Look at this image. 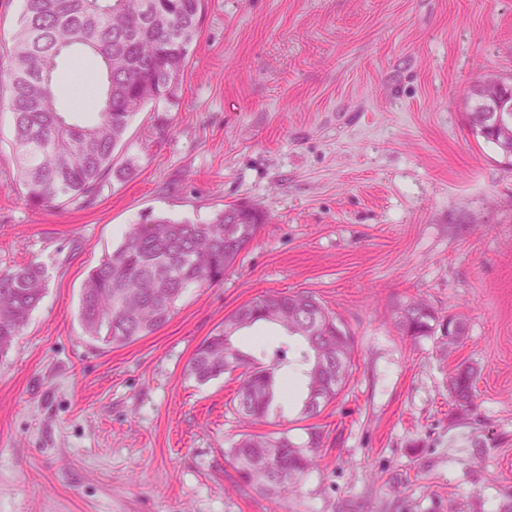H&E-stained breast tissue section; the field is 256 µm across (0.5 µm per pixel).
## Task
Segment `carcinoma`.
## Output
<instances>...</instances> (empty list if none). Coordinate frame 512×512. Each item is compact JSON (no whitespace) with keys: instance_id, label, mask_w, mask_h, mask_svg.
<instances>
[{"instance_id":"cac0c4a2","label":"carcinoma","mask_w":512,"mask_h":512,"mask_svg":"<svg viewBox=\"0 0 512 512\" xmlns=\"http://www.w3.org/2000/svg\"><path fill=\"white\" fill-rule=\"evenodd\" d=\"M206 0H23L11 46L0 54V74L8 77L7 106L14 126L15 182L33 208L74 201L92 204L116 172L119 151L135 114L148 105L174 104L201 35ZM79 46L102 70L97 112L83 123L63 112L56 99L59 59ZM483 113H465L474 138L500 148L512 129L481 135ZM267 215L244 203L229 204L206 222L174 221L148 212L121 243L87 275L79 317L85 332L121 347L164 327L185 290L224 281L239 255L254 241ZM46 289L41 266L33 263L0 272V353L7 352L26 327ZM258 322L279 326L301 341L298 357L272 354L261 366L234 340ZM308 292H265L224 317V327L206 337L186 367V375L206 384L222 375L237 382L233 413L245 425L264 421L277 409L275 371L289 363L305 380L301 419L319 415L348 385L353 338L348 329ZM395 325L412 339L441 335L452 353L464 343L466 322L441 315L424 300H411L395 312ZM477 370L460 363L448 374L453 408L476 405ZM298 442L284 430L244 432L227 449L236 485L271 494L293 492L316 466L323 446L320 426L305 427Z\"/></svg>"}]
</instances>
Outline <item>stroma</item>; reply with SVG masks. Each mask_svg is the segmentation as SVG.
Instances as JSON below:
<instances>
[{"label": "stroma", "instance_id": "obj_1", "mask_svg": "<svg viewBox=\"0 0 512 512\" xmlns=\"http://www.w3.org/2000/svg\"><path fill=\"white\" fill-rule=\"evenodd\" d=\"M482 67L512 76V0H208L182 96L133 119L90 205L33 209L15 184L0 106V272L41 264L47 290L0 355V512H500L512 500V159L467 130ZM101 84L74 49L71 77ZM266 212L223 283L191 288L169 323L122 347L79 319L87 272L153 212ZM307 291L352 331L355 373L315 422L317 465L288 497L237 489V384L185 375L241 304ZM423 297L464 316L447 353L394 325ZM477 366L452 418L448 374Z\"/></svg>", "mask_w": 512, "mask_h": 512}]
</instances>
